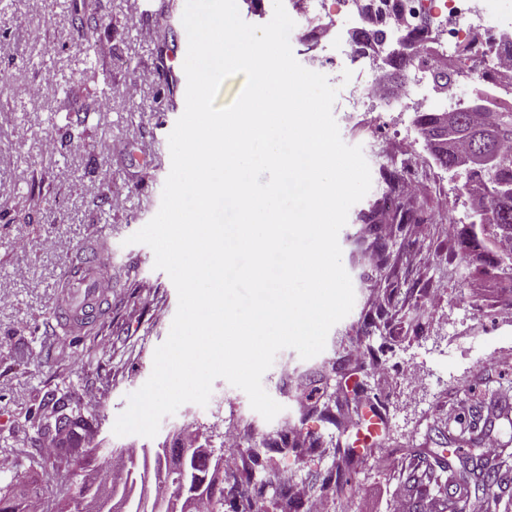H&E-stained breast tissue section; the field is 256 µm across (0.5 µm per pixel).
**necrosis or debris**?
I'll return each instance as SVG.
<instances>
[{
    "mask_svg": "<svg viewBox=\"0 0 512 512\" xmlns=\"http://www.w3.org/2000/svg\"><path fill=\"white\" fill-rule=\"evenodd\" d=\"M335 7L360 22L336 50L340 68H367L376 78L406 63L403 55L387 50L388 41L418 47L419 74L400 96L410 111L455 109L452 98L432 94L433 72L447 66L474 76L473 90L484 98L488 111L512 108V71L500 66L512 55V43L500 25L499 0H335Z\"/></svg>",
    "mask_w": 512,
    "mask_h": 512,
    "instance_id": "1",
    "label": "necrosis or debris"
}]
</instances>
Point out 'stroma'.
Returning a JSON list of instances; mask_svg holds the SVG:
<instances>
[{"label": "stroma", "mask_w": 512, "mask_h": 512, "mask_svg": "<svg viewBox=\"0 0 512 512\" xmlns=\"http://www.w3.org/2000/svg\"><path fill=\"white\" fill-rule=\"evenodd\" d=\"M99 26L93 38L97 62L89 64L73 22L72 0H0V458L9 470L0 482L20 479L51 485L58 471L36 431L49 394H68L102 447L174 445L193 432L224 460L241 462L251 445L264 447L260 471L270 478L262 512H281L274 487L283 475L301 490L302 503L321 499L323 512H395L398 497L409 507L455 491L471 469L470 452L458 447L448 412L460 417L488 404L512 386V325L500 312L512 309V283L490 260L496 250L485 237L463 242L448 215L465 219L470 203L464 172L415 164L425 193L414 199L422 224H397L388 238L398 264L380 267L357 249L361 233L348 219L338 241L351 277L355 304L332 327L326 346L304 360L280 351L262 384L283 407L273 420L255 412L247 395L218 379L206 406L182 405L165 416L155 437L117 436L113 425L129 394L150 377L155 349L168 337L178 306L176 289L154 254L128 238L159 211L171 169L168 136L179 117L173 101L185 98L178 84L172 100L157 90L169 71H182L187 34L182 0H96ZM290 44L307 69L336 88L333 116L342 140L361 146L374 175L359 208L383 193L380 169L402 156L425 155L414 113L396 101L377 99L373 111L347 121L343 111L352 75L333 63L337 31L354 19L333 11L295 16ZM117 87L108 96L106 86ZM34 86L38 98L23 95ZM54 149H47V141ZM41 193L36 218L29 197ZM122 197V207L112 205ZM112 240V311L83 333L66 330L54 302L66 264L92 236ZM52 249H44V241ZM377 327H369L370 318ZM359 353L348 384H364L382 418L371 448L344 496L325 489L331 458L297 459L276 452L283 426L330 441L335 429L297 403L293 382L328 361ZM432 465L442 483L425 498L412 490L414 467Z\"/></svg>", "instance_id": "stroma-1"}]
</instances>
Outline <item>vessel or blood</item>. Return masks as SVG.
<instances>
[{
  "mask_svg": "<svg viewBox=\"0 0 512 512\" xmlns=\"http://www.w3.org/2000/svg\"><path fill=\"white\" fill-rule=\"evenodd\" d=\"M106 257L105 244L98 237L85 241L77 251L76 269L67 273L65 290L55 302L60 320L71 332L83 331L109 311L112 291L104 286Z\"/></svg>",
  "mask_w": 512,
  "mask_h": 512,
  "instance_id": "1",
  "label": "vessel or blood"
}]
</instances>
